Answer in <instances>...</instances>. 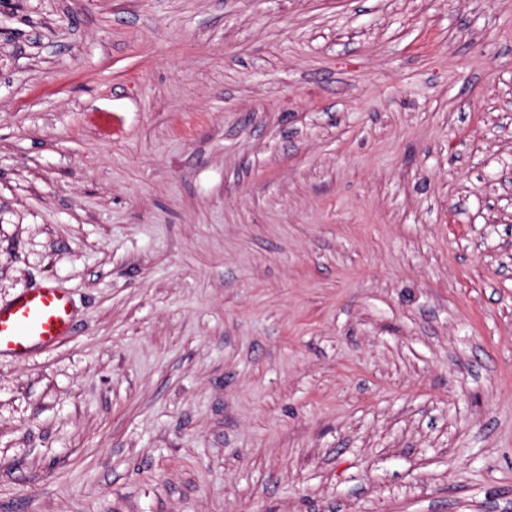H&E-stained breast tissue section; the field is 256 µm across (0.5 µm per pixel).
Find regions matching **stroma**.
Here are the masks:
<instances>
[{
    "instance_id": "obj_1",
    "label": "stroma",
    "mask_w": 512,
    "mask_h": 512,
    "mask_svg": "<svg viewBox=\"0 0 512 512\" xmlns=\"http://www.w3.org/2000/svg\"><path fill=\"white\" fill-rule=\"evenodd\" d=\"M512 0H0V512H512ZM73 324V303L64 289L27 288L0 304V355L21 357L35 347L54 345L70 335Z\"/></svg>"
}]
</instances>
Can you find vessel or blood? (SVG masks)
Instances as JSON below:
<instances>
[{"label": "vessel or blood", "instance_id": "obj_1", "mask_svg": "<svg viewBox=\"0 0 512 512\" xmlns=\"http://www.w3.org/2000/svg\"><path fill=\"white\" fill-rule=\"evenodd\" d=\"M73 324V303L64 289H25L10 303L0 304V355L21 357L33 348L54 345L70 335Z\"/></svg>", "mask_w": 512, "mask_h": 512}]
</instances>
